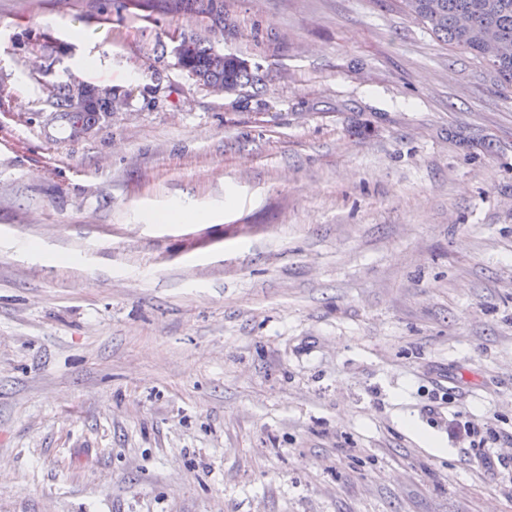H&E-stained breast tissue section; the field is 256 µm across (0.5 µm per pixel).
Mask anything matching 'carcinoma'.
Here are the masks:
<instances>
[{
	"label": "carcinoma",
	"mask_w": 512,
	"mask_h": 512,
	"mask_svg": "<svg viewBox=\"0 0 512 512\" xmlns=\"http://www.w3.org/2000/svg\"><path fill=\"white\" fill-rule=\"evenodd\" d=\"M410 15L423 24L438 40L469 50L484 58L483 47L474 41L471 32L481 28L491 38L507 48L508 54L491 64L500 78L512 83V0H405ZM212 46L207 40L189 39L183 54V69L204 84H226L242 90L255 82V75L246 62L236 56L224 61V66L213 65ZM68 84L54 88L53 120L60 126L72 128L77 122L90 125L94 117L109 112L106 99L95 96L98 89L87 87L93 98L81 112L70 111Z\"/></svg>",
	"instance_id": "obj_1"
}]
</instances>
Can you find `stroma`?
<instances>
[{
    "label": "stroma",
    "mask_w": 512,
    "mask_h": 512,
    "mask_svg": "<svg viewBox=\"0 0 512 512\" xmlns=\"http://www.w3.org/2000/svg\"><path fill=\"white\" fill-rule=\"evenodd\" d=\"M399 2L222 0L217 94L188 0H0V512H512V86ZM212 46L207 40H200L198 38L189 39V47L183 54V69L196 77L197 80L204 84H219L210 85V88L219 93L239 92L248 86L253 85L255 82V75L251 72L246 62L237 56L230 57L231 54H224L223 51H217L214 56L215 64H222L224 66L218 68L213 65V51ZM235 86L234 87H228ZM91 95L99 92L98 89L94 87H90L87 85H83ZM82 85L76 84H60L54 88L53 97V106L55 108L53 114V120L58 122L60 126L67 127L72 132L73 125L78 121L81 123H76L73 128L74 135L83 134L88 130L91 121L94 120L95 116L101 114V112L112 114L114 108L120 103L119 99L115 97L110 99V111L109 105L105 98L100 97H91L88 106L82 111L73 113L70 111V107L72 111H78L84 106L85 102V91ZM69 88H71L70 98H69ZM71 103V105H70ZM84 124V125H83ZM216 216L212 213L194 209L182 204H174L167 213L166 223L168 224H214Z\"/></svg>",
    "instance_id": "obj_1"
}]
</instances>
